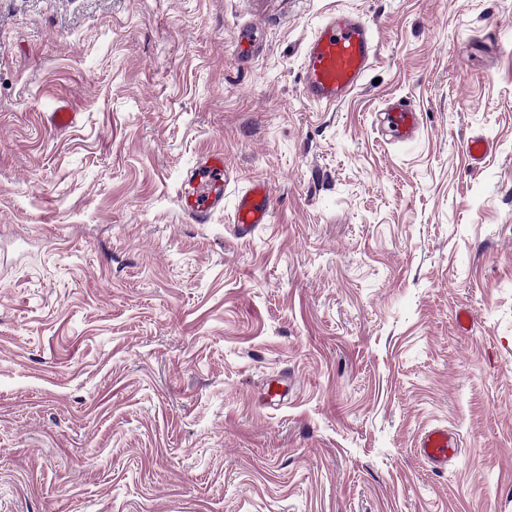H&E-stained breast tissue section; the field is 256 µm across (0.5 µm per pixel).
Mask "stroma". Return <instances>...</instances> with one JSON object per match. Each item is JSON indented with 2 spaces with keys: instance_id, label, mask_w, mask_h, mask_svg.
<instances>
[{
  "instance_id": "35a3bbf8",
  "label": "stroma",
  "mask_w": 512,
  "mask_h": 512,
  "mask_svg": "<svg viewBox=\"0 0 512 512\" xmlns=\"http://www.w3.org/2000/svg\"><path fill=\"white\" fill-rule=\"evenodd\" d=\"M341 10L379 58L317 107ZM0 512H512V0H0ZM378 54L370 23L351 13H331L305 46L303 96L319 106L342 102L362 85ZM384 123L396 142H409L416 138L418 132V115L415 108L404 101L388 104ZM183 213L197 224L224 209V153L209 151L200 155L186 172L179 197ZM274 202L265 181H256L237 196L232 224L240 238L250 237L260 224H268ZM416 452L434 470L439 471L448 467V461L457 455L458 447L447 426L434 425L421 433Z\"/></svg>"
}]
</instances>
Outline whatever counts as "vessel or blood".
I'll return each mask as SVG.
<instances>
[{
    "instance_id": "b4317fda",
    "label": "vessel or blood",
    "mask_w": 512,
    "mask_h": 512,
    "mask_svg": "<svg viewBox=\"0 0 512 512\" xmlns=\"http://www.w3.org/2000/svg\"><path fill=\"white\" fill-rule=\"evenodd\" d=\"M378 54V41L370 23L351 13H331L304 49V97L319 106L342 102L361 86ZM384 122L394 141L409 142L417 136L418 115L407 102L388 104ZM179 203L183 213L198 224L207 223L212 214L223 210V152L209 151L198 157L184 177ZM273 211L267 183H252L237 197L232 218L235 234L250 237L258 226L269 223ZM416 452L438 471L447 468L458 447L447 426L434 425L421 433Z\"/></svg>"
}]
</instances>
